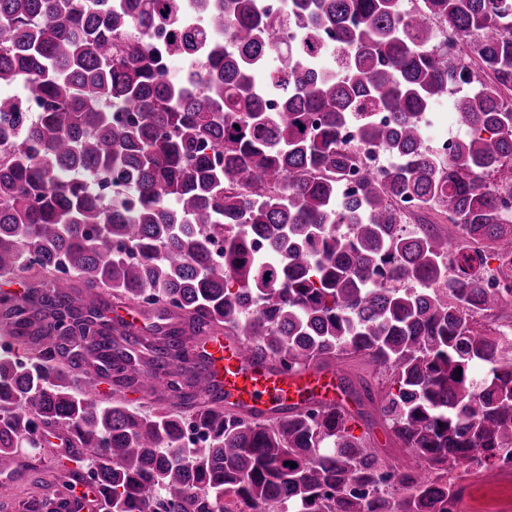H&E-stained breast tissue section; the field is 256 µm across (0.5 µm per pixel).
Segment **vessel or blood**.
I'll return each instance as SVG.
<instances>
[{"label":"vessel or blood","instance_id":"vessel-or-blood-1","mask_svg":"<svg viewBox=\"0 0 512 512\" xmlns=\"http://www.w3.org/2000/svg\"><path fill=\"white\" fill-rule=\"evenodd\" d=\"M207 364V390H221L225 406L263 419L282 418L289 411L314 406H348L339 374L332 368L312 365L302 373H290L278 365L253 357L245 341L235 336L213 337L199 348ZM98 492L87 487L84 495L57 500V512H95Z\"/></svg>","mask_w":512,"mask_h":512}]
</instances>
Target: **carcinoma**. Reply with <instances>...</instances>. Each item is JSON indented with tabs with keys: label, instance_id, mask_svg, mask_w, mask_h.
I'll return each instance as SVG.
<instances>
[{
	"label": "carcinoma",
	"instance_id": "cac0c4a2",
	"mask_svg": "<svg viewBox=\"0 0 512 512\" xmlns=\"http://www.w3.org/2000/svg\"><path fill=\"white\" fill-rule=\"evenodd\" d=\"M414 2L0 0V89L25 90L0 94V278L46 285L0 291L23 352L0 354V461L58 430L102 512H448L457 467L512 459V321L474 327L512 299L468 274L493 256L512 287L488 183L512 162V0ZM139 28L209 61L205 78L161 72ZM461 84L448 160L421 118ZM368 149L391 164L349 192ZM109 295L153 319L151 339L102 318ZM218 334L289 372L360 356L396 391L346 378L353 415L257 420L204 397L190 340ZM144 349L170 407L78 388L156 394ZM366 405L413 462L350 434Z\"/></svg>",
	"mask_w": 512,
	"mask_h": 512
}]
</instances>
